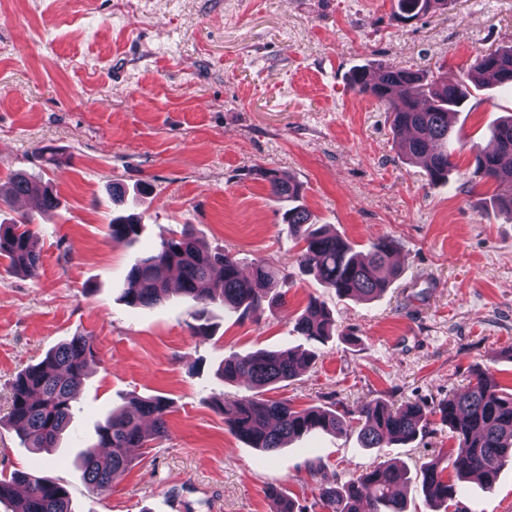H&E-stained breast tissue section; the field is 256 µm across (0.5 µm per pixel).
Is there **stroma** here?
Returning <instances> with one entry per match:
<instances>
[{
  "instance_id": "stroma-1",
  "label": "stroma",
  "mask_w": 512,
  "mask_h": 512,
  "mask_svg": "<svg viewBox=\"0 0 512 512\" xmlns=\"http://www.w3.org/2000/svg\"><path fill=\"white\" fill-rule=\"evenodd\" d=\"M396 0H0V179L38 174L59 205L13 202L0 222L32 215L42 267L32 279L0 258V473L36 470L67 488L74 512H273L277 488L304 512L314 490L356 479L377 452L356 433H313L273 453L234 436L209 400L232 353L314 350L301 376L273 390L296 406L357 410L374 399L436 407L489 368L512 392V217L473 175L512 91H476L456 116L466 148L447 184L433 185L399 152L387 112L356 95L366 64L441 69L458 79L477 52L512 45V0H450L409 22ZM301 182L318 223L356 245L398 241L400 276L372 301L337 296L300 274L281 206L256 168ZM148 183L136 202L112 198ZM144 215L135 247L112 239L125 211ZM243 265L283 272L284 302L257 320L214 310L192 330L170 294L152 308L122 299L135 259L182 225ZM336 334L312 343L293 330L309 298ZM76 335L96 352L74 418L52 453L25 448L8 419L13 379ZM171 404L168 434L132 451V469L89 491L74 464L97 427L130 396ZM455 442L431 424L387 449L410 471L407 512H431L417 471ZM448 512H512V465L492 489L469 481Z\"/></svg>"
}]
</instances>
